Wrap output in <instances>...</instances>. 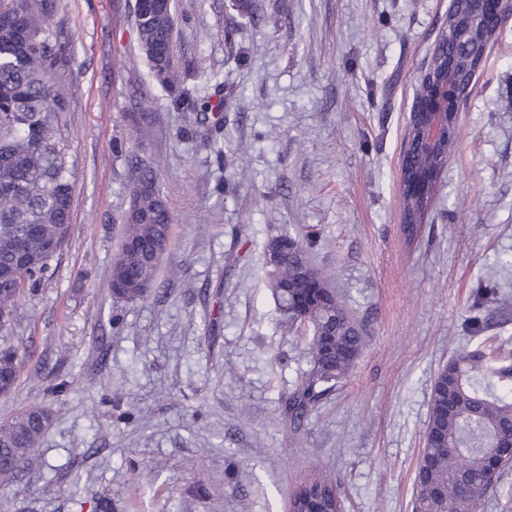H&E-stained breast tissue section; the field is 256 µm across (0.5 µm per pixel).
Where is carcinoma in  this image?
<instances>
[{"label":"carcinoma","mask_w":512,"mask_h":512,"mask_svg":"<svg viewBox=\"0 0 512 512\" xmlns=\"http://www.w3.org/2000/svg\"><path fill=\"white\" fill-rule=\"evenodd\" d=\"M57 0H0V278L15 279L18 242L31 229L36 262L25 271V285L0 291V315L9 325L25 293L39 283L52 255L43 245L65 244L70 224L71 165L59 116L68 107L64 79L73 73L75 58L62 33L50 27ZM173 2L135 11L134 26L139 49L156 83L171 92L175 107L184 105L187 93L180 89L181 75L175 63ZM485 38L483 21L462 27L448 21L421 76L413 111L430 104L431 76H440L454 60L461 67V82L449 90L464 93L481 59L477 43ZM441 88V91L448 90ZM146 94L139 93L138 111L126 113L127 124L139 138L150 136L155 114L146 110ZM223 102L201 100L195 122L222 128L215 113ZM445 141L433 151L410 148L411 161L400 180L402 232L408 241L418 235L428 216L436 181L448 166ZM158 164L140 160L129 185L130 205L122 218V242L108 282L112 297L126 302L145 299L156 281L161 257L172 238V214L158 177ZM319 232L313 226L291 233L277 229L268 236L264 252L269 267L268 287L281 314L299 327L309 328L303 353L310 368L282 403L283 412L302 421L313 407L345 379L366 342L364 328L353 320L329 286L328 278L315 270L309 248ZM20 359L11 347L0 350V370L16 380ZM48 423L44 411L29 409L0 425V479L15 477L20 464L36 448ZM427 448L415 476L414 512H482L487 492L496 487L512 464L494 467L490 455L499 438L512 435V364L484 346L465 348L439 370L431 390L426 424ZM330 501L342 508L337 478L311 476Z\"/></svg>","instance_id":"carcinoma-1"}]
</instances>
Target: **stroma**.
Instances as JSON below:
<instances>
[{"label": "stroma", "mask_w": 512, "mask_h": 512, "mask_svg": "<svg viewBox=\"0 0 512 512\" xmlns=\"http://www.w3.org/2000/svg\"><path fill=\"white\" fill-rule=\"evenodd\" d=\"M237 2L175 0L186 84L224 101L208 143L140 57L135 0H58L52 26L77 61L60 115L71 224L0 330L21 358L0 423L40 407L49 426L18 479L0 482V512H94L100 499L112 512H286L317 471L340 481L343 512H412L435 375L490 336L512 351V16L409 243L403 143L448 0ZM138 88L158 122L137 148L124 114ZM134 150L159 164L173 234L154 289L127 303L107 282ZM309 225L321 232L311 260L367 343L296 425L280 399L306 361L262 245Z\"/></svg>", "instance_id": "35a3bbf8"}]
</instances>
